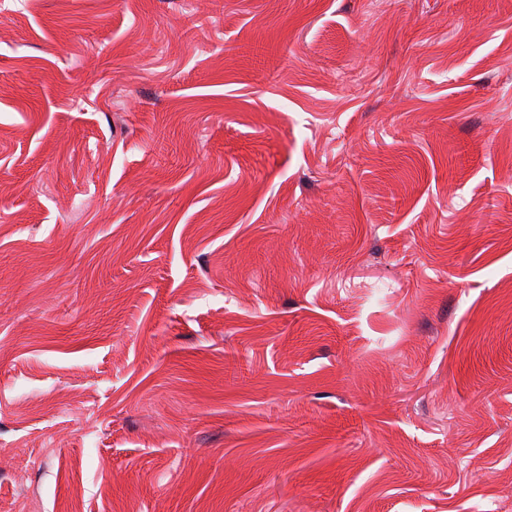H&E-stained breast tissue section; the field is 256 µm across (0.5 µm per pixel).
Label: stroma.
<instances>
[{"mask_svg": "<svg viewBox=\"0 0 512 512\" xmlns=\"http://www.w3.org/2000/svg\"><path fill=\"white\" fill-rule=\"evenodd\" d=\"M0 512H512V0H0Z\"/></svg>", "mask_w": 512, "mask_h": 512, "instance_id": "obj_1", "label": "stroma"}]
</instances>
